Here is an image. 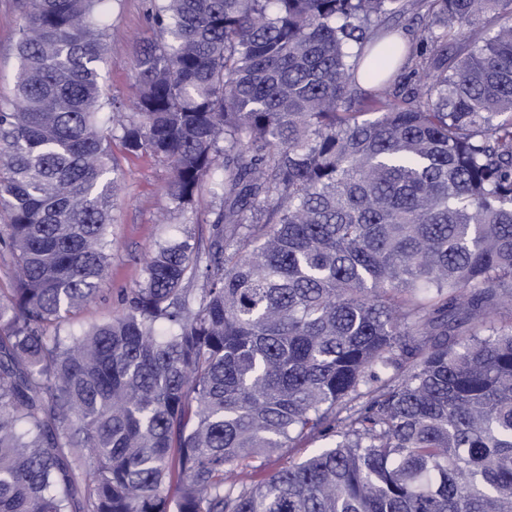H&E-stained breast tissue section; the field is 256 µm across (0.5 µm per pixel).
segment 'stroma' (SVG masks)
Wrapping results in <instances>:
<instances>
[{
    "label": "stroma",
    "instance_id": "obj_1",
    "mask_svg": "<svg viewBox=\"0 0 512 512\" xmlns=\"http://www.w3.org/2000/svg\"><path fill=\"white\" fill-rule=\"evenodd\" d=\"M103 24L108 31L101 80L106 94L131 102L137 83L136 54L156 37L146 17V0H104ZM21 24L15 0H0V101L9 102L19 72L16 42ZM122 192L112 209L110 267L97 298L74 309L70 324L88 327L121 313L126 299L143 279L150 251L175 239L206 246L219 203L201 190L195 207L172 209L166 193L167 165L143 153L130 155L113 141Z\"/></svg>",
    "mask_w": 512,
    "mask_h": 512
}]
</instances>
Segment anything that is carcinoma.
<instances>
[{
    "mask_svg": "<svg viewBox=\"0 0 512 512\" xmlns=\"http://www.w3.org/2000/svg\"><path fill=\"white\" fill-rule=\"evenodd\" d=\"M103 3L17 0L0 512H512V0H152L129 112ZM115 126L176 209L207 178L220 208L205 251L159 246L75 330ZM303 440L324 446L265 472ZM428 24L425 11L420 15L408 14L399 20V40L402 43L415 42V33ZM414 39V40H413Z\"/></svg>",
    "mask_w": 512,
    "mask_h": 512,
    "instance_id": "carcinoma-1",
    "label": "carcinoma"
}]
</instances>
